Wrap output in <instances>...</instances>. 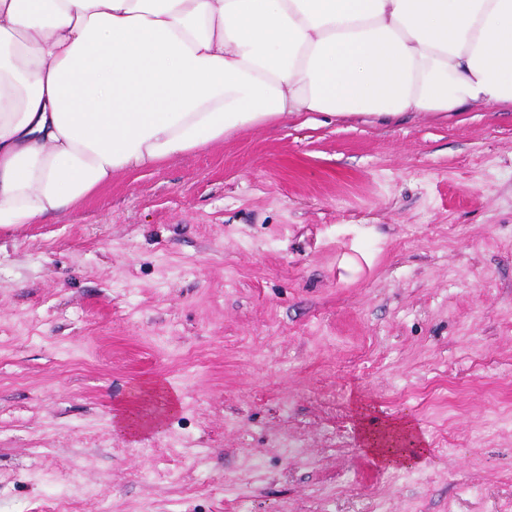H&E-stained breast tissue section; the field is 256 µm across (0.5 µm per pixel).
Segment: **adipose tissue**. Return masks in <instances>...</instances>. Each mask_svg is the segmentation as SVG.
Masks as SVG:
<instances>
[{
  "mask_svg": "<svg viewBox=\"0 0 512 512\" xmlns=\"http://www.w3.org/2000/svg\"><path fill=\"white\" fill-rule=\"evenodd\" d=\"M512 105V0H0V229L250 124ZM386 467L413 423L360 426Z\"/></svg>",
  "mask_w": 512,
  "mask_h": 512,
  "instance_id": "ef3b65f1",
  "label": "adipose tissue"
}]
</instances>
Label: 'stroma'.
Wrapping results in <instances>:
<instances>
[{
	"mask_svg": "<svg viewBox=\"0 0 512 512\" xmlns=\"http://www.w3.org/2000/svg\"><path fill=\"white\" fill-rule=\"evenodd\" d=\"M311 118L0 229V512H512V107ZM359 432L365 449L387 468L406 467L418 462L427 453V448L381 447L385 443L384 436L398 434L411 438L413 445L424 446L413 423L407 420L389 421L376 430L369 428L365 421L360 420Z\"/></svg>",
	"mask_w": 512,
	"mask_h": 512,
	"instance_id": "obj_1",
	"label": "stroma"
}]
</instances>
